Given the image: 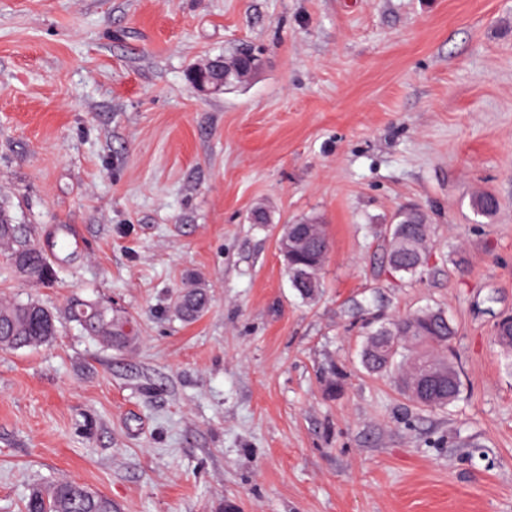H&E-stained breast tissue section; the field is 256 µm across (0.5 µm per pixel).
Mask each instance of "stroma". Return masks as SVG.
<instances>
[{
  "mask_svg": "<svg viewBox=\"0 0 512 512\" xmlns=\"http://www.w3.org/2000/svg\"><path fill=\"white\" fill-rule=\"evenodd\" d=\"M246 46L245 85L192 88ZM0 203L55 270L0 255V298L58 316L0 351V512L62 478L114 512H512V0H0ZM408 206L430 226L413 276L385 248ZM301 220L330 240L311 302L277 248ZM77 300L136 343L84 336ZM425 308L456 329L444 409L361 362L364 318ZM235 67L225 72L224 86V57L215 60L206 58L196 63L189 73V81L194 90L204 96L223 93L228 88H234L248 78L243 77ZM209 297L197 283H188L177 295L174 303V311L185 321H195L208 308ZM68 315L88 336L111 349L130 347L138 338L127 315L97 301H76L70 305Z\"/></svg>",
  "mask_w": 512,
  "mask_h": 512,
  "instance_id": "1",
  "label": "stroma"
}]
</instances>
